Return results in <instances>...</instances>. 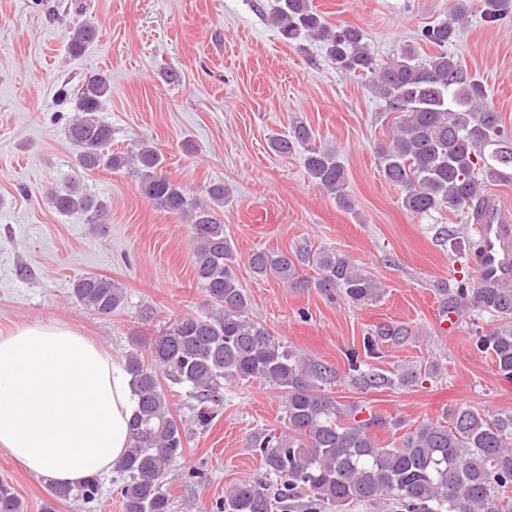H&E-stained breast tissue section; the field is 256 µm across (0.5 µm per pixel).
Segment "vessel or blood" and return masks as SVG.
<instances>
[{
    "instance_id": "b4317fda",
    "label": "vessel or blood",
    "mask_w": 512,
    "mask_h": 512,
    "mask_svg": "<svg viewBox=\"0 0 512 512\" xmlns=\"http://www.w3.org/2000/svg\"><path fill=\"white\" fill-rule=\"evenodd\" d=\"M476 231L479 236L477 268L481 279L512 282V222L501 217L496 202H489Z\"/></svg>"
}]
</instances>
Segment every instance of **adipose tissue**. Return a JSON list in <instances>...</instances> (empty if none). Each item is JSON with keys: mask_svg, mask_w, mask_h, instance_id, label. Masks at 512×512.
Instances as JSON below:
<instances>
[{"mask_svg": "<svg viewBox=\"0 0 512 512\" xmlns=\"http://www.w3.org/2000/svg\"><path fill=\"white\" fill-rule=\"evenodd\" d=\"M134 409L127 373L70 324L0 334V451L35 478L76 486L111 474Z\"/></svg>", "mask_w": 512, "mask_h": 512, "instance_id": "obj_1", "label": "adipose tissue"}]
</instances>
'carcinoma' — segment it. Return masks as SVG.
I'll use <instances>...</instances> for the list:
<instances>
[{"label":"carcinoma","instance_id":"cac0c4a2","mask_svg":"<svg viewBox=\"0 0 512 512\" xmlns=\"http://www.w3.org/2000/svg\"><path fill=\"white\" fill-rule=\"evenodd\" d=\"M495 25L512 16V0H455L446 21L421 29L419 40L433 52L419 56L414 44L380 62L363 29L333 26L313 0H277L268 19L281 39L303 36L322 44L339 73L368 82L397 114L388 139L378 143L380 175L401 191L402 207L430 217L445 209L484 213L486 183L512 182V133L488 103L481 81L448 52L471 13ZM97 37L86 20L71 29L69 50L81 53ZM111 92L109 77L92 73L74 97L77 115L67 137L76 150V166L84 171H129L154 207L180 217L189 227L197 287L209 310L177 317L158 332L150 360L130 353L124 363L137 409L131 423L132 442L117 467L123 512H171L168 487L171 467L184 455L189 427H209L224 405V384L258 379L284 397L288 431L276 437L258 435L265 473L279 483L260 479L237 485L224 496L221 512H288L300 494L311 512H343L353 503L391 500L398 512H512V498L500 492L512 487V412L488 413L453 408L440 421H425L396 444L382 445L376 431L391 425L377 413L360 419L363 409L338 402L327 386L336 371L285 346L249 316L250 298L236 273V255L224 233L217 208L224 205V184L213 182L205 198L194 199L164 171L165 159L148 142L133 150H112V126L100 116V104ZM271 150L288 155L302 149V164L319 188L336 203L352 208L344 165L336 150L316 145L311 128L295 122L288 134L273 135ZM53 206L76 219L106 223L107 207L83 191L75 180L51 194ZM253 273L272 275L286 287L315 288L362 306L381 296V286L347 254L333 249L296 247L287 252L262 249L248 257ZM313 266L318 277L299 273ZM441 311L448 321L471 312L492 315L498 326L474 336L477 351L491 357L501 380L512 383V288L473 284L465 278L438 287ZM73 298L86 309L107 316L128 303L127 289L105 275L80 278ZM413 336L409 325L386 322L362 337L346 353L347 378L363 389L412 386L432 375L433 367L404 368L387 374L369 367L385 343L402 344ZM186 389L196 405L188 419L175 417L161 380ZM55 500L75 498L90 508L101 496L92 477L83 485L49 486ZM0 512H23L12 483L0 478Z\"/></svg>","mask_w":512,"mask_h":512}]
</instances>
